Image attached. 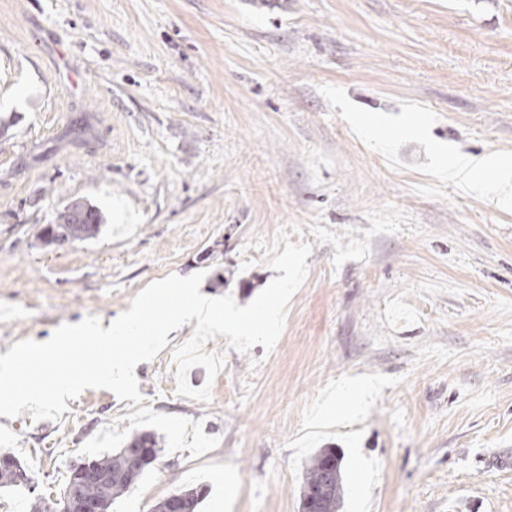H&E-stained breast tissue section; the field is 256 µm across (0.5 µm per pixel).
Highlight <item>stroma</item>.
<instances>
[{
    "label": "stroma",
    "mask_w": 512,
    "mask_h": 512,
    "mask_svg": "<svg viewBox=\"0 0 512 512\" xmlns=\"http://www.w3.org/2000/svg\"><path fill=\"white\" fill-rule=\"evenodd\" d=\"M0 119V355L171 274L246 305L276 276L258 242L312 246L272 352L207 342L209 402L168 364L190 322L135 371L149 411L88 389L0 416V450L42 461L1 504L150 431L164 452L112 512L195 487L200 512H301L324 448L340 512H512V201L432 163L512 164V0H0ZM74 201L99 233L45 243ZM493 165V161L489 158H480L475 162L474 159L459 155L442 170L448 173V179L458 180L470 190L475 191L479 189L475 173Z\"/></svg>",
    "instance_id": "stroma-1"
}]
</instances>
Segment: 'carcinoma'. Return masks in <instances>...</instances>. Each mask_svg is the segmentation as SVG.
<instances>
[{
	"instance_id": "carcinoma-1",
	"label": "carcinoma",
	"mask_w": 512,
	"mask_h": 512,
	"mask_svg": "<svg viewBox=\"0 0 512 512\" xmlns=\"http://www.w3.org/2000/svg\"><path fill=\"white\" fill-rule=\"evenodd\" d=\"M103 216L99 209L91 204L72 203L58 217V223L47 224L41 231V238L49 243L73 242L83 240L99 231ZM128 448L145 449L151 460L139 470L142 477L146 469L157 461L162 449L159 441L151 432L132 435L124 447L115 453H106L90 458L97 469L107 479L88 487V493L100 506V512H110L112 503L134 486L129 480V465L126 456ZM23 466L8 452L0 453V488L18 487L17 471ZM342 498V474L340 456L333 449H324L311 459L304 474L302 486V509L308 508V502L314 501L318 512H338Z\"/></svg>"
}]
</instances>
